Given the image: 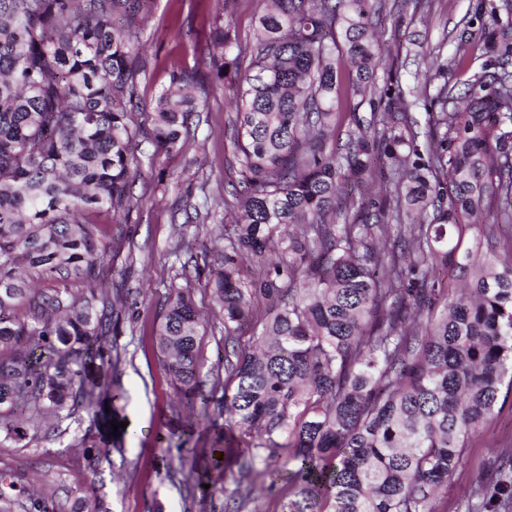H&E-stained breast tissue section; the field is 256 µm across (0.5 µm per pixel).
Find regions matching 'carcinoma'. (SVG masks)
<instances>
[{
	"mask_svg": "<svg viewBox=\"0 0 512 512\" xmlns=\"http://www.w3.org/2000/svg\"><path fill=\"white\" fill-rule=\"evenodd\" d=\"M150 0H0V443L61 431L81 408L97 420L116 346L112 304L95 289L107 264L92 215L134 205L133 112L142 44L116 23ZM247 67L232 51L235 0L214 19L209 64L238 98L233 135L241 220L224 227L211 270L224 313L226 422L270 451L293 449L288 512H437L469 437L512 390V253L499 262L494 228L512 224V20L472 0L486 59L460 93L442 80L376 89L374 0H267ZM194 77L174 71L153 107V137L176 149L199 112ZM370 99L336 135V103ZM429 101L420 118L416 100ZM382 165L378 198L349 196ZM485 239L464 245L473 225ZM260 265L247 276V263ZM470 277L448 298L439 271ZM58 283L34 291L27 276ZM266 300L261 331L252 303ZM205 326L189 289L161 304L155 342L197 414ZM102 377L89 380L87 362ZM0 512H56L0 474ZM71 512H107L83 496ZM465 512H512V454L480 479Z\"/></svg>",
	"mask_w": 512,
	"mask_h": 512,
	"instance_id": "obj_1",
	"label": "carcinoma"
}]
</instances>
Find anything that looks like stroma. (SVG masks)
Returning a JSON list of instances; mask_svg holds the SVG:
<instances>
[{"label":"stroma","mask_w":512,"mask_h":512,"mask_svg":"<svg viewBox=\"0 0 512 512\" xmlns=\"http://www.w3.org/2000/svg\"><path fill=\"white\" fill-rule=\"evenodd\" d=\"M471 0H421L408 30H395L392 0L380 15L384 52L377 70L385 77L400 44L416 37L424 51L452 59L466 49L472 69H479L486 45L478 25L469 21ZM217 0H150L146 18L137 20L143 44L137 84L139 108L134 122L141 133L136 153L138 203L129 214L99 212L112 261L99 286L110 296L119 317L112 331L121 361L109 377L122 389L112 404V421L123 422L113 434L112 421L92 423L78 411L66 433L0 444V472L11 470L31 488L55 494L63 508L79 497H104L110 512H287L294 486L288 481L290 449L276 453L256 439L224 428V322L207 285V264L223 249L218 226L187 223V204L225 198L217 218L231 224L239 216L229 191L240 178L230 126L236 108L217 86L206 46ZM467 42H459L460 29ZM195 72L209 95L181 149L165 152L151 140L152 109L167 87L171 71ZM185 250L175 251L177 240ZM188 285L195 304L208 319L199 351L201 398L194 423H186L181 393L166 373L156 347V317L170 285ZM92 433L97 447L111 450L97 470L86 466L80 443ZM512 452V392L501 394L493 417L465 450L467 464L449 480L437 503L439 512L464 507L479 473L497 453Z\"/></svg>","instance_id":"stroma-1"}]
</instances>
